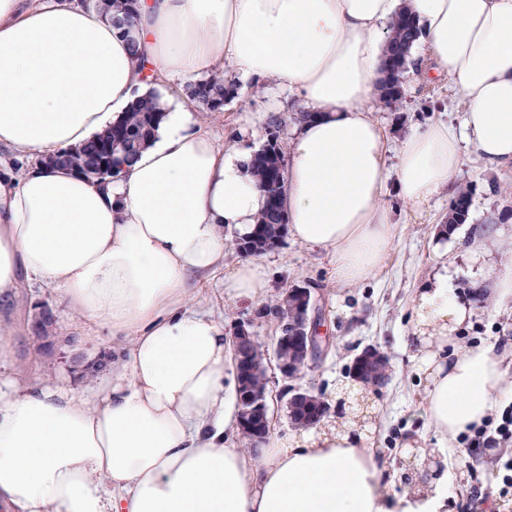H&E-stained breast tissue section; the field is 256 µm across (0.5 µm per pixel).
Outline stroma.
Instances as JSON below:
<instances>
[{
	"instance_id": "1",
	"label": "stroma",
	"mask_w": 512,
	"mask_h": 512,
	"mask_svg": "<svg viewBox=\"0 0 512 512\" xmlns=\"http://www.w3.org/2000/svg\"><path fill=\"white\" fill-rule=\"evenodd\" d=\"M448 79L431 72L429 81H418L405 73L403 99L388 105L376 102L374 118L381 123L392 143H399L405 131L422 128L435 121H458L459 113L445 112ZM296 104L285 94L265 87L243 84L236 98L224 111L203 117L205 129L217 141L239 140L242 147L252 145L250 137L240 132V119L257 114L280 116L282 141H289L296 128L292 112ZM467 189L471 206L468 219L452 232H443L448 207L459 189ZM490 236L488 251L479 260H471L467 249L474 239ZM228 246L223 267L205 279L192 299L193 304L209 309L223 320L225 327L240 321L266 345H274L280 330L277 321L255 318L252 304L232 302L224 295V277L230 265L241 260L236 249L234 230L225 233ZM272 284L270 299L282 297L285 290L309 288L319 296L323 308V328L333 338L331 351L317 365L305 369L296 385L324 394L329 403L344 400L337 413H353L374 425L373 447L385 468L386 479L396 492L408 488V445L432 449L436 446L423 413L426 381L418 377L406 347L410 328V300L414 292L436 273H448L458 286L459 296L471 303L473 314L457 337L458 349L480 344H504L512 350V304L498 306L491 295L495 274L501 264L512 262V167L485 168L474 155L466 154L454 178L453 192L435 199L427 214L409 221L393 241L382 272L373 279L349 288L338 287L332 274V257L325 250L309 248L292 237L258 258ZM484 292V302L474 299ZM48 305L54 315L50 334L56 353L39 356L38 342L28 328L40 305ZM12 355L0 366L4 376L20 375L32 383L70 381L75 387L105 386L112 375V361L120 357L122 345L106 335L94 336L81 316L59 303L48 290L20 285L13 312L6 329ZM377 346L388 358L392 369L390 382L379 390L361 388L351 380L347 367L366 346ZM455 474L448 512H470L468 500L487 494L497 502L499 512H512V489L504 490L503 472L497 450L485 449L470 455L465 445L456 444L449 462Z\"/></svg>"
}]
</instances>
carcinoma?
Returning a JSON list of instances; mask_svg holds the SVG:
<instances>
[{
	"mask_svg": "<svg viewBox=\"0 0 512 512\" xmlns=\"http://www.w3.org/2000/svg\"><path fill=\"white\" fill-rule=\"evenodd\" d=\"M136 0H81V4L94 9L112 22V26L128 35L127 27L131 15L135 11ZM419 38V30L409 16H401L392 26V37L388 45V65L379 85V98L385 103H393L400 96L403 74L407 71L411 50ZM237 87L224 83V79L213 77L201 79L187 87L188 97L196 104L201 112H218L225 104L234 98L232 92ZM156 91L137 99L124 117L112 123L102 134L86 141L73 151L61 153L66 159V166L79 174L94 178L95 159L107 146L112 145V152H120L128 162H133L139 151L154 137L163 116ZM252 166L267 196V203L258 217L250 235L237 243L239 251L247 255H257L264 252L271 242L284 238L283 228L287 221L280 204V194L283 188V150L279 126L272 123L267 132V139L262 149L253 155ZM470 197L462 193L453 201L448 210L446 224L453 226L463 224L467 220ZM310 296L306 291L296 289L288 296V300H280L271 305H265L258 315L272 317L276 320L292 319L299 322L303 319L309 305ZM287 330H281V335L274 349L269 351L255 339L244 340L238 354L235 355L237 370L247 369V386L244 401L239 409L255 412L259 404L267 400V377L264 363L267 355L271 354L278 361L297 371L304 365L306 357L299 344L286 336ZM359 363V377L369 383H378L386 379L389 361L381 362L378 358H368L362 353L354 358ZM290 422L296 426L305 427L311 424L322 411L321 401L309 394L294 397L286 406Z\"/></svg>",
	"mask_w": 512,
	"mask_h": 512,
	"instance_id": "carcinoma-1",
	"label": "carcinoma"
}]
</instances>
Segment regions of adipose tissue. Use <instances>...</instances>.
I'll return each mask as SVG.
<instances>
[{
    "label": "adipose tissue",
    "mask_w": 512,
    "mask_h": 512,
    "mask_svg": "<svg viewBox=\"0 0 512 512\" xmlns=\"http://www.w3.org/2000/svg\"><path fill=\"white\" fill-rule=\"evenodd\" d=\"M403 13L463 116L409 130L395 147L371 112ZM130 31L135 55L97 11L0 0V302L33 278L128 345L101 394L0 378V502L12 512H442L447 478L391 492L352 421L269 436L257 455L241 447L224 324L189 298L223 264L225 229L248 236L266 198L250 151L217 144L182 94L229 63L237 81L276 85L312 112L290 141L282 205L292 238L331 251L337 285L351 286L380 273L400 229L388 193L418 217L463 149L512 164V0H137ZM159 86L163 119L132 165L92 182L44 164ZM21 155L39 161L15 171ZM268 290L254 260L224 278L235 301ZM471 316L445 274L411 305L425 415L443 441L512 398L506 351L454 350Z\"/></svg>",
    "instance_id": "ef3b65f1"
}]
</instances>
